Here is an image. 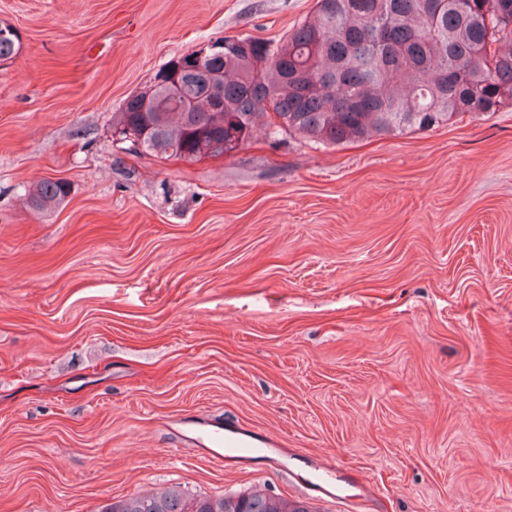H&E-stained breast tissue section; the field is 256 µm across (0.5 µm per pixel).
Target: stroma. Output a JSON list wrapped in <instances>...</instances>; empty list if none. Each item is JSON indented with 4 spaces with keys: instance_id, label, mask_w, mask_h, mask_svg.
<instances>
[{
    "instance_id": "obj_1",
    "label": "stroma",
    "mask_w": 512,
    "mask_h": 512,
    "mask_svg": "<svg viewBox=\"0 0 512 512\" xmlns=\"http://www.w3.org/2000/svg\"><path fill=\"white\" fill-rule=\"evenodd\" d=\"M315 5L0 0V512H512V107L194 161L112 137L171 60ZM45 178L70 194L39 213ZM192 428L260 446L220 465ZM70 193L67 181L43 179L39 181L29 194L30 206L34 211L44 212L62 205ZM99 512H314L302 501L275 497L263 490L222 497H194L174 486L163 492H146L112 499Z\"/></svg>"
}]
</instances>
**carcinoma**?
<instances>
[{"label": "carcinoma", "mask_w": 512, "mask_h": 512, "mask_svg": "<svg viewBox=\"0 0 512 512\" xmlns=\"http://www.w3.org/2000/svg\"><path fill=\"white\" fill-rule=\"evenodd\" d=\"M246 47L207 62L224 74L219 106L182 98L153 79L112 116V132L143 136L144 152L195 160L234 153L257 130L300 133L338 145L480 117L512 106V0H317L314 13L277 41L240 36ZM19 50L0 24V61ZM67 181L43 179L29 194L44 212L62 205ZM100 512H314L260 489L194 497L174 486L104 504Z\"/></svg>", "instance_id": "carcinoma-1"}]
</instances>
